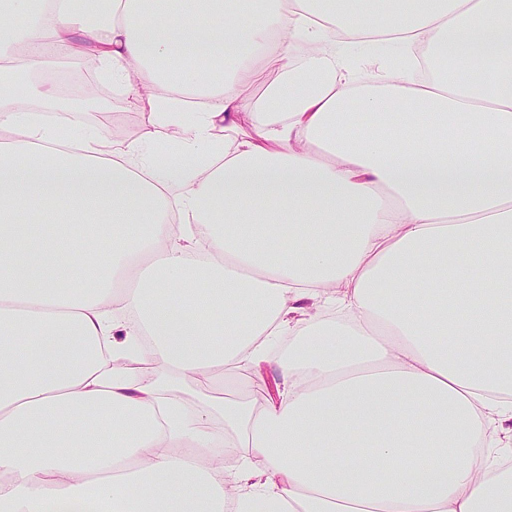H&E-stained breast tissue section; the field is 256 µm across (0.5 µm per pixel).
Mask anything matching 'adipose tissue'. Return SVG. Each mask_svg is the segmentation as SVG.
Masks as SVG:
<instances>
[{
  "label": "adipose tissue",
  "mask_w": 512,
  "mask_h": 512,
  "mask_svg": "<svg viewBox=\"0 0 512 512\" xmlns=\"http://www.w3.org/2000/svg\"><path fill=\"white\" fill-rule=\"evenodd\" d=\"M242 2L0 0V512H512V0ZM395 49L386 48L378 50L353 49L351 59L355 73L361 80H370L385 74L382 63L394 54ZM89 70L85 67L84 63L76 58H63L55 61L52 64L45 66L42 73L37 77V80H50L56 83L60 92L61 85L60 82L55 79L54 75L60 72H63L68 75V77L76 76L81 74L83 71ZM31 85L38 89L42 85L41 81H37L33 79L31 76L29 77ZM65 86L75 87L79 89L82 93L86 95H97L99 93L98 89L95 85L88 79L82 76H76L71 79ZM114 101L112 112H74L66 118L76 125L80 131L98 127L99 125H107L111 130V135L115 139H122L130 134L140 133L139 130L132 129V120L134 117L138 119L141 126L148 128L151 121L150 112L154 109L150 108V104L143 105L140 112H131L124 110L121 103V95L115 94L111 96ZM104 124V125H103Z\"/></svg>",
  "instance_id": "adipose-tissue-1"
}]
</instances>
